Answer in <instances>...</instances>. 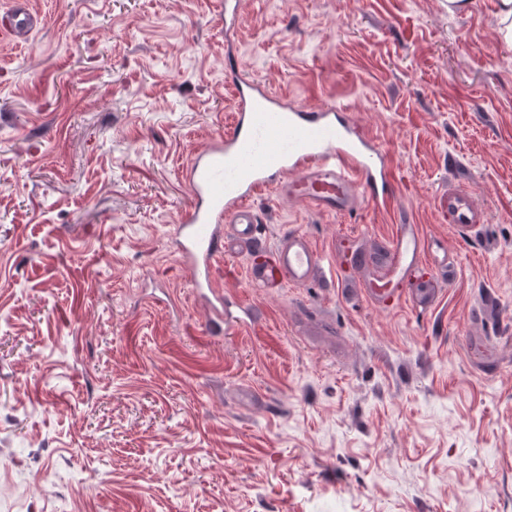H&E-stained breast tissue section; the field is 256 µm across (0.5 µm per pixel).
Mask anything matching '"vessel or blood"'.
Returning <instances> with one entry per match:
<instances>
[{
	"label": "vessel or blood",
	"instance_id": "b4317fda",
	"mask_svg": "<svg viewBox=\"0 0 512 512\" xmlns=\"http://www.w3.org/2000/svg\"><path fill=\"white\" fill-rule=\"evenodd\" d=\"M42 23L28 0H13L8 27L24 40ZM238 116L186 167L190 203L182 211L176 238L181 262L198 291L209 297L214 325L225 321L224 294L212 286V265L220 256L244 255L247 273L264 287H300L327 269L346 263L344 244L316 249L302 232L283 236L269 259L258 261L254 200L273 190L306 202L318 213L342 216L369 205L390 209L396 171L386 148L345 114L342 106L295 105L265 83L236 74ZM445 220L459 229L484 223L471 191L452 187L438 198ZM369 275L360 285L374 307L403 300L429 266V244L419 225H397L379 251H356Z\"/></svg>",
	"mask_w": 512,
	"mask_h": 512
}]
</instances>
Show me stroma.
<instances>
[{
  "mask_svg": "<svg viewBox=\"0 0 512 512\" xmlns=\"http://www.w3.org/2000/svg\"><path fill=\"white\" fill-rule=\"evenodd\" d=\"M0 37V512H512V46L498 0H29ZM335 103L391 152L394 206L269 194L291 231L448 252L434 301L371 307L328 274L216 273L176 251L183 171L233 118L234 71ZM471 190L484 224L443 222ZM9 13L8 27L14 40H26L39 27L42 18L30 10L27 0H14ZM437 206L448 224L458 229H472L485 222L484 212L468 189L448 186V191L439 196Z\"/></svg>",
  "mask_w": 512,
  "mask_h": 512,
  "instance_id": "1",
  "label": "stroma"
}]
</instances>
